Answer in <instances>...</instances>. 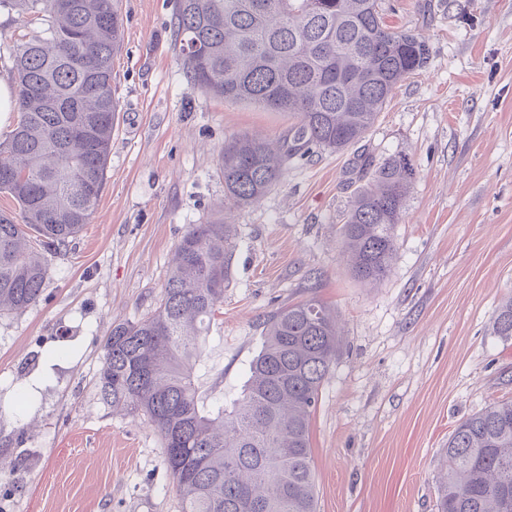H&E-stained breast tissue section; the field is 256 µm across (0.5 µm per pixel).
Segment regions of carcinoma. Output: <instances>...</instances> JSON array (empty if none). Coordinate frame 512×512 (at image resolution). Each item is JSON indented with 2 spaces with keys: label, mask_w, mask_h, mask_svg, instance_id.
Wrapping results in <instances>:
<instances>
[{
  "label": "carcinoma",
  "mask_w": 512,
  "mask_h": 512,
  "mask_svg": "<svg viewBox=\"0 0 512 512\" xmlns=\"http://www.w3.org/2000/svg\"><path fill=\"white\" fill-rule=\"evenodd\" d=\"M71 2L0 0L46 25L14 48L21 118L0 143V192L19 216L0 212V313L38 302L52 257L89 222L105 185L122 22L117 0ZM175 37L192 89L294 118L275 144L258 134L224 140L217 172L233 208L264 196L296 157L361 142L430 53L423 37L387 26L379 0H178ZM359 161L364 184L340 236L354 277L377 283L396 256L394 228L416 169L403 155ZM236 239L220 219L191 225L159 305L112 325L100 393L154 426L182 512H316L310 424L336 361L331 312L314 297L280 307L262 323L240 394L210 404L200 394ZM494 332L512 338V298ZM437 480V512H512V399L456 425Z\"/></svg>",
  "instance_id": "1"
}]
</instances>
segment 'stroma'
<instances>
[{"mask_svg": "<svg viewBox=\"0 0 512 512\" xmlns=\"http://www.w3.org/2000/svg\"><path fill=\"white\" fill-rule=\"evenodd\" d=\"M176 4L120 0L104 190L40 300L0 314V512H182L160 436L104 402L98 374L113 322L150 314L184 234L216 219L238 237L202 396L236 397L264 318L316 298L342 336L310 425L317 512H437L455 424L512 399V339L493 330L512 297V0H382L391 28L429 42L426 67L363 141L290 163L232 209L216 170L225 138L276 140L293 119L191 89ZM42 29L0 8V77L13 76L18 39ZM360 153L402 154L417 170L375 284L355 280L341 251Z\"/></svg>", "mask_w": 512, "mask_h": 512, "instance_id": "1", "label": "stroma"}]
</instances>
